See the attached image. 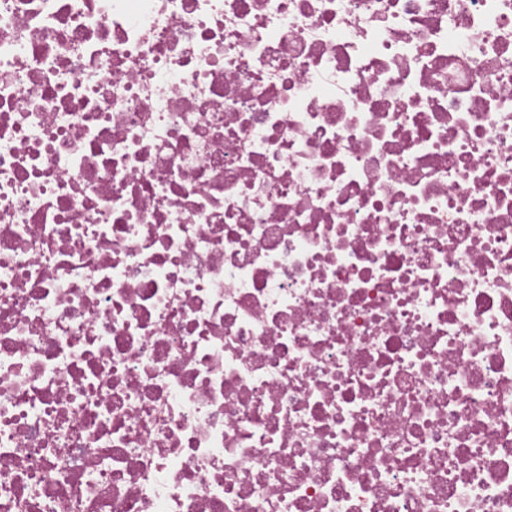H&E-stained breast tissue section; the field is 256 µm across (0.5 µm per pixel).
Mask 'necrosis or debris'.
<instances>
[{
	"mask_svg": "<svg viewBox=\"0 0 512 512\" xmlns=\"http://www.w3.org/2000/svg\"><path fill=\"white\" fill-rule=\"evenodd\" d=\"M0 512H512V0H0Z\"/></svg>",
	"mask_w": 512,
	"mask_h": 512,
	"instance_id": "4bbe7bcc",
	"label": "necrosis or debris"
}]
</instances>
